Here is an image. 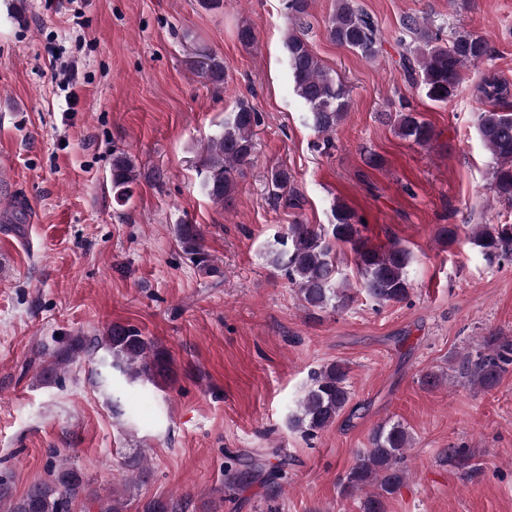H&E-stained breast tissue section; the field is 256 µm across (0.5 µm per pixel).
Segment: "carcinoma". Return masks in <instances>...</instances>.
I'll use <instances>...</instances> for the list:
<instances>
[{
    "label": "carcinoma",
    "instance_id": "carcinoma-1",
    "mask_svg": "<svg viewBox=\"0 0 512 512\" xmlns=\"http://www.w3.org/2000/svg\"><path fill=\"white\" fill-rule=\"evenodd\" d=\"M330 38L366 60L379 56L381 38L377 23L355 8L351 0H336L327 21ZM401 40L405 51L401 66L407 79L418 83L425 97L435 104H446L456 96L462 84L464 68L484 61L490 53L488 40L479 34L462 32L442 45L437 35L418 17L402 21ZM288 68L294 94L307 108V119L319 135L336 131L349 107L348 91L312 53L303 35L292 29L285 36ZM202 73L214 82L224 77L223 62L212 54L204 55ZM482 99L497 101L508 96L509 87L495 77L476 86ZM397 134L417 144L429 142L433 129L418 113L403 106L395 113ZM260 117L249 103L241 100L224 117L222 129L210 137L203 148L197 173L204 193L215 203L229 200L235 191L236 174L252 163L255 153L254 128ZM477 132L491 159L490 189L498 199L512 202V113L496 109L479 114ZM138 174L124 153L112 159V193L117 204H127L134 194ZM276 205L301 208L302 197L285 167L268 172ZM330 224L288 225L285 234L270 245L271 264L283 272L296 288L301 305L307 311L345 310L354 301L351 285L337 277V246L348 244L354 253L361 288L377 304L405 301L410 293V252L393 243L388 248L368 245L362 236L363 218L347 204L338 202L332 209ZM176 239L182 252L201 270L211 272L210 255L203 246V234L195 224H178ZM470 239L488 263L512 259V224H475ZM104 351L112 359V368L130 381L146 380L157 384L170 377L167 352L131 326L114 324L103 336L77 339L60 351L58 363L75 353ZM512 366V336L492 333L482 345L462 358L459 375L469 385L494 388ZM347 368L330 363L313 373L312 382L298 401L292 415L293 426L313 435L328 427L349 401ZM411 436L399 422L377 426L369 438V447L357 455L346 475L343 493L363 494L360 512H384V501L395 494L408 478L405 453ZM454 462L472 468L471 457L463 448H445L441 462ZM288 462L269 463L266 455H242L224 452V493L230 500L252 482L277 492L280 481L288 477ZM85 485L81 472L61 460L53 465L49 479L32 486L20 498H13L7 482L0 477V512H74ZM84 512H124L121 495L110 492L97 495ZM182 497L145 501L142 512H186Z\"/></svg>",
    "mask_w": 512,
    "mask_h": 512
}]
</instances>
